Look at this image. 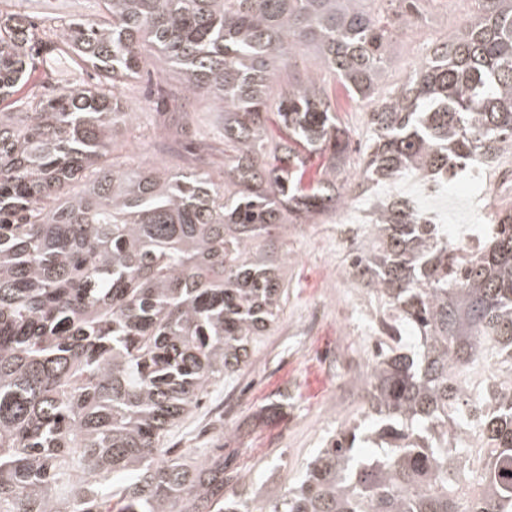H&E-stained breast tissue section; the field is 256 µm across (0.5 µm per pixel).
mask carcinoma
Segmentation results:
<instances>
[{
	"instance_id": "carcinoma-1",
	"label": "carcinoma",
	"mask_w": 512,
	"mask_h": 512,
	"mask_svg": "<svg viewBox=\"0 0 512 512\" xmlns=\"http://www.w3.org/2000/svg\"><path fill=\"white\" fill-rule=\"evenodd\" d=\"M95 2L46 24L0 0V99L26 89L0 113V512H251L224 491L223 456L191 467L167 431L279 316L291 226L410 169L512 156V0H476L388 93L419 0ZM148 48L180 76L179 121L195 94L222 112L221 180L115 155ZM309 52L373 104L354 163ZM314 153L327 163L306 186ZM365 232L345 270L380 318L363 419L262 512H512V210L475 250L402 195ZM367 440L378 456L359 455Z\"/></svg>"
}]
</instances>
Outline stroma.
I'll return each instance as SVG.
<instances>
[{
	"mask_svg": "<svg viewBox=\"0 0 512 512\" xmlns=\"http://www.w3.org/2000/svg\"><path fill=\"white\" fill-rule=\"evenodd\" d=\"M421 20L397 38L383 91L400 85L426 51L448 32L461 28L475 10L474 0H421ZM309 73L336 95L338 116L347 128L352 151L364 150L370 132L361 102L351 99L313 56ZM153 87L130 81L123 98L138 119L116 135L120 153L132 163L155 161L158 136L193 147L213 134L219 119L209 102H193L189 125L173 127L155 113ZM404 183L378 184L368 195L349 194L344 210L350 226L340 232L330 218L297 227L288 234V302L279 320L255 343L248 363L232 378L213 381L199 407L168 431L164 445L191 466L216 454L232 480L229 493L246 501L252 512L280 498L305 471L323 439L338 426L357 419L362 401L356 396L359 370L368 366L373 340L367 321L354 307L363 293L344 275L350 250L374 205L392 195H411ZM287 399V407L273 403Z\"/></svg>",
	"mask_w": 512,
	"mask_h": 512,
	"instance_id": "stroma-1",
	"label": "stroma"
}]
</instances>
